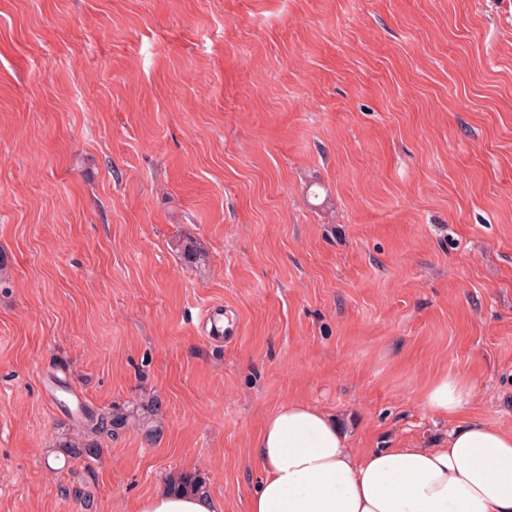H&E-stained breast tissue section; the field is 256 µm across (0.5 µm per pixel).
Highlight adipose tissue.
Segmentation results:
<instances>
[{
	"label": "adipose tissue",
	"instance_id": "obj_1",
	"mask_svg": "<svg viewBox=\"0 0 512 512\" xmlns=\"http://www.w3.org/2000/svg\"><path fill=\"white\" fill-rule=\"evenodd\" d=\"M454 419L438 447L410 442L354 456L334 420L303 402L280 405L256 442L260 480L248 512H512V430L465 417L471 389L444 375L423 395ZM137 512H220L205 491L159 489Z\"/></svg>",
	"mask_w": 512,
	"mask_h": 512
}]
</instances>
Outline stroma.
<instances>
[{
    "label": "stroma",
    "mask_w": 512,
    "mask_h": 512,
    "mask_svg": "<svg viewBox=\"0 0 512 512\" xmlns=\"http://www.w3.org/2000/svg\"><path fill=\"white\" fill-rule=\"evenodd\" d=\"M0 258V512H248L281 404L433 448L445 374L512 430V0H0ZM81 422L88 436L112 437V429L124 425L130 420L128 414L112 413L111 411L94 412L82 407ZM137 512H220V509L207 491L179 495L161 488L141 500Z\"/></svg>",
    "instance_id": "1"
}]
</instances>
